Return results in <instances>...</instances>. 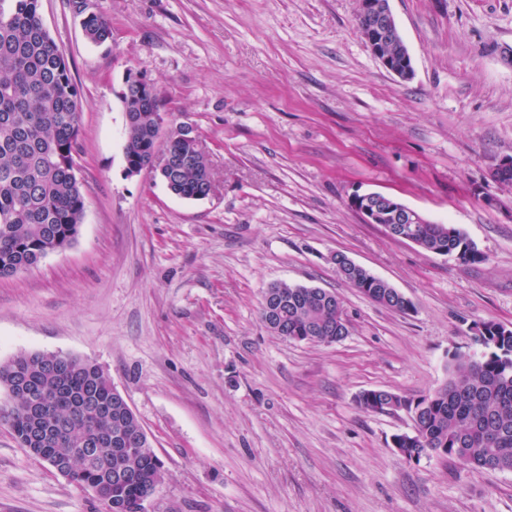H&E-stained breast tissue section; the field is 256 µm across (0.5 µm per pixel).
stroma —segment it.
Instances as JSON below:
<instances>
[{
	"instance_id": "stroma-1",
	"label": "stroma",
	"mask_w": 512,
	"mask_h": 512,
	"mask_svg": "<svg viewBox=\"0 0 512 512\" xmlns=\"http://www.w3.org/2000/svg\"><path fill=\"white\" fill-rule=\"evenodd\" d=\"M82 93L75 242L0 279V362L28 351L90 359L128 400L163 463L146 512H512V473L433 457L392 438L410 415L357 396L417 399L473 324L512 328V0H390L414 75L403 81L356 26L358 0H86L112 37L90 42L71 0H40ZM192 126L214 190L185 200L149 171L126 176L127 72ZM357 191L392 195L461 229L485 260L425 251L365 223ZM340 252L413 304L350 288ZM275 282L342 299L332 345L272 335ZM0 512H105L29 455L0 419Z\"/></svg>"
}]
</instances>
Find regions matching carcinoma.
<instances>
[{
	"label": "carcinoma",
	"mask_w": 512,
	"mask_h": 512,
	"mask_svg": "<svg viewBox=\"0 0 512 512\" xmlns=\"http://www.w3.org/2000/svg\"><path fill=\"white\" fill-rule=\"evenodd\" d=\"M87 39L95 44L112 37L109 22L97 13L83 21ZM130 121L126 126L124 158L143 171L157 148L154 97L132 91L122 94ZM81 95L73 82L62 49L50 36L39 11V0H0V278H12L30 270L49 254L70 246L82 223L85 198L76 176L79 152ZM172 156L168 171L155 172L167 189L181 199L199 200L212 191L206 156L183 139L182 130L166 141ZM420 247L444 250L466 265L485 260L466 234L452 224L425 221L407 226ZM349 286L378 304L408 312L384 279L364 268L345 272ZM269 289L280 296L284 324L267 326L275 335L287 327L288 340L309 344H333L343 340L336 333V305L315 287L278 282ZM489 334L476 338L485 348L476 361L453 359L446 383L413 401L385 389H373L374 400H357L373 413L408 411L415 417L417 434L402 443L407 460H421L428 448H440L443 456L472 469L512 472V329L486 322ZM59 361L67 366L62 376H48L42 366ZM32 387V400L56 392L58 431L40 444L44 456L62 465L68 480L83 488L103 480L107 468L125 470L128 477L110 483L112 503L125 504L124 512L150 497L162 478L163 464L139 420L131 414L112 412L97 419L95 435L140 432L135 452L117 458L112 446L102 444L89 457L77 450L87 436L82 420H69L76 402L94 413L112 405L113 385L102 366L89 359L54 352H22L0 362V388L11 391L17 376ZM19 444L35 430V421L22 405H10L0 413Z\"/></svg>",
	"instance_id": "carcinoma-1"
}]
</instances>
